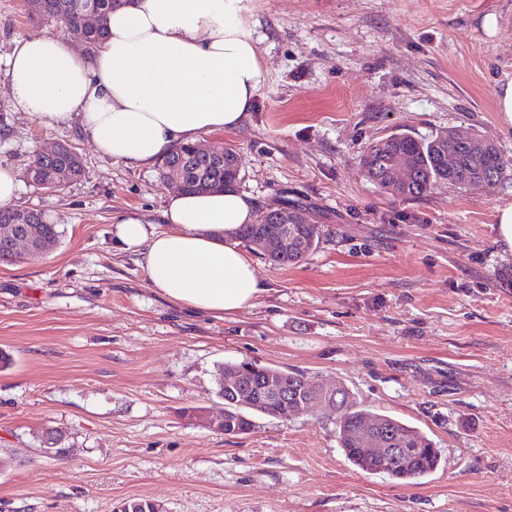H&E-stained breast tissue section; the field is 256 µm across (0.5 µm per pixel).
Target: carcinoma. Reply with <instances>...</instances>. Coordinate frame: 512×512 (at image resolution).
I'll use <instances>...</instances> for the list:
<instances>
[{
    "mask_svg": "<svg viewBox=\"0 0 512 512\" xmlns=\"http://www.w3.org/2000/svg\"><path fill=\"white\" fill-rule=\"evenodd\" d=\"M117 0H25L29 18L54 20L65 23L91 49L105 37V27L87 29L84 25L86 8L93 4L99 10L102 21H107ZM480 134L457 130H442L423 139L410 132L398 129L365 147L361 157L364 176L381 192L402 200L421 198L441 185L461 189H478L486 185L489 175L502 180L512 159L504 157L496 146L483 151L476 146ZM453 165H448V159ZM405 162L410 171V180L393 184L387 173L394 165ZM239 158L232 149L225 151L224 160L197 157L192 146H179L163 157L160 175L165 179L178 173L182 177L185 192H207L234 189L241 182L237 177ZM83 174L82 163L72 154H61L54 158L36 156L30 162L27 176L33 186L43 189H58L79 180ZM279 210L292 215L293 223L301 228L303 248L288 244V249L268 256L278 266L300 262L315 250L321 238V225L300 204H285ZM39 239L56 242L62 235L57 225L45 221L41 213L34 214L31 225ZM278 225L246 224L239 230V237L249 244L263 248L261 240L274 234ZM265 382L268 387H277L288 395L296 393L301 383L307 384L306 396L322 397L321 384L308 373L276 366H261L252 362H236L224 371V381L218 385V394L224 398V435L247 434L255 427L251 414L276 418L285 408L277 396H266L246 405L237 400L242 385H258ZM331 408L325 413L336 419V437L347 460L363 472H371L373 463L362 453V426L374 424L384 441L385 448H403L405 457L394 461L381 459L382 474L395 482L419 481L441 465V457L433 442L418 428L403 420L373 412L361 405L344 385L328 397Z\"/></svg>",
    "mask_w": 512,
    "mask_h": 512,
    "instance_id": "cac0c4a2",
    "label": "carcinoma"
}]
</instances>
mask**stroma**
Listing matches in <instances>:
<instances>
[{
	"mask_svg": "<svg viewBox=\"0 0 512 512\" xmlns=\"http://www.w3.org/2000/svg\"><path fill=\"white\" fill-rule=\"evenodd\" d=\"M267 76L241 128L203 135L235 149L257 213L302 200L323 229L300 263L250 249L264 288L218 318L151 288L112 217L158 221L173 187L157 166L100 156L78 126L15 111L3 61L15 40L64 23L0 0V165L65 145L81 179L23 183L18 208L63 235L37 258L0 260V512H512V254L495 241L512 169L477 190L443 185L400 201L363 175L362 152L396 129H472L512 159L493 91L512 79V0H252ZM498 17L496 34L483 27ZM242 360L344 383L372 411L435 443L416 483L355 468L332 417L254 415L229 437L196 416L224 410L220 371ZM61 436L48 454L46 431Z\"/></svg>",
	"mask_w": 512,
	"mask_h": 512,
	"instance_id": "35a3bbf8",
	"label": "stroma"
}]
</instances>
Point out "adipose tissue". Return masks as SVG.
Wrapping results in <instances>:
<instances>
[{"label":"adipose tissue","instance_id":"ef3b65f1","mask_svg":"<svg viewBox=\"0 0 512 512\" xmlns=\"http://www.w3.org/2000/svg\"><path fill=\"white\" fill-rule=\"evenodd\" d=\"M250 3L120 0L89 56L47 32L17 40L5 61L14 107L49 126L79 124L100 155L132 168L236 131L266 78ZM255 220L253 199L236 190L169 194L156 223L112 218L151 288L216 316L254 306L263 291L238 236Z\"/></svg>","mask_w":512,"mask_h":512}]
</instances>
